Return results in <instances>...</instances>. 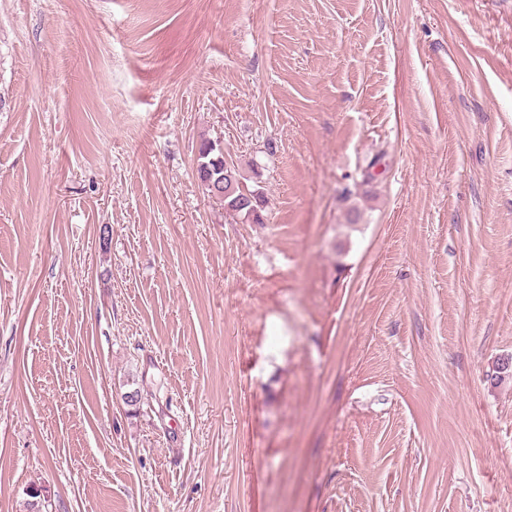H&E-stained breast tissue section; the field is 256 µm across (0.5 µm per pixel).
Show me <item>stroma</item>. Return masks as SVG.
<instances>
[{
  "label": "stroma",
  "instance_id": "stroma-1",
  "mask_svg": "<svg viewBox=\"0 0 512 512\" xmlns=\"http://www.w3.org/2000/svg\"><path fill=\"white\" fill-rule=\"evenodd\" d=\"M0 93V512H512V0H0ZM199 157L198 162H206L209 165V168L215 171V175L210 179V171L202 172L199 170L200 178L199 182L201 186L205 189V191L211 196L219 200L224 204V210L233 215H239L243 217H253L256 223H261V208L263 204V200L259 193L255 191L245 190L240 187V182L238 179V173L236 167L232 164V173L236 179V191L232 198L226 199L224 198V193H220L216 191L212 184L215 180V177L218 176L219 173H222L225 166L224 162V154L218 148L217 141H205L199 147ZM224 172V187L226 195H230L232 192V180L230 176V171L227 170ZM226 177V178H225ZM229 181V182H228ZM231 183L227 188V184ZM226 184V185H225ZM233 200V201H232Z\"/></svg>",
  "mask_w": 512,
  "mask_h": 512
}]
</instances>
